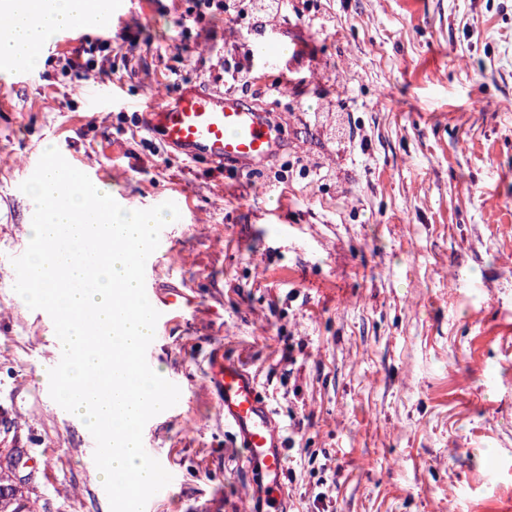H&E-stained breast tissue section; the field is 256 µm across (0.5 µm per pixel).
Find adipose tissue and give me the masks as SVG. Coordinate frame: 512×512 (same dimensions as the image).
<instances>
[{
  "instance_id": "obj_1",
  "label": "adipose tissue",
  "mask_w": 512,
  "mask_h": 512,
  "mask_svg": "<svg viewBox=\"0 0 512 512\" xmlns=\"http://www.w3.org/2000/svg\"><path fill=\"white\" fill-rule=\"evenodd\" d=\"M98 6V0H0V58L41 65L46 33L91 21Z\"/></svg>"
}]
</instances>
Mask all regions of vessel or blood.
<instances>
[{
    "instance_id": "b4317fda",
    "label": "vessel or blood",
    "mask_w": 512,
    "mask_h": 512,
    "mask_svg": "<svg viewBox=\"0 0 512 512\" xmlns=\"http://www.w3.org/2000/svg\"><path fill=\"white\" fill-rule=\"evenodd\" d=\"M136 109L146 131L155 134L167 151L191 162L204 157L217 165L255 167L282 148L276 122L230 92L187 87L173 97L137 104ZM151 304L165 325L181 319L196 301L185 291L174 290ZM207 378L225 426L245 451L247 468L263 478L266 502L274 512H283V438L256 378L220 349L208 358Z\"/></svg>"
}]
</instances>
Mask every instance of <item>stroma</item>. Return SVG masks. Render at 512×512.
I'll return each instance as SVG.
<instances>
[{
	"label": "stroma",
	"mask_w": 512,
	"mask_h": 512,
	"mask_svg": "<svg viewBox=\"0 0 512 512\" xmlns=\"http://www.w3.org/2000/svg\"><path fill=\"white\" fill-rule=\"evenodd\" d=\"M268 34L291 56L253 74L284 147L244 171L184 161L133 109L224 90L245 26L197 0H126L32 78L0 74V464L45 459L17 471L34 512H110L48 392L54 324L9 267L54 147L123 208L182 201L155 277L198 309L149 350L182 395L144 432L178 474L146 512H260L207 386L219 346L275 410L288 512H512V0H288Z\"/></svg>",
	"instance_id": "35a3bbf8"
}]
</instances>
